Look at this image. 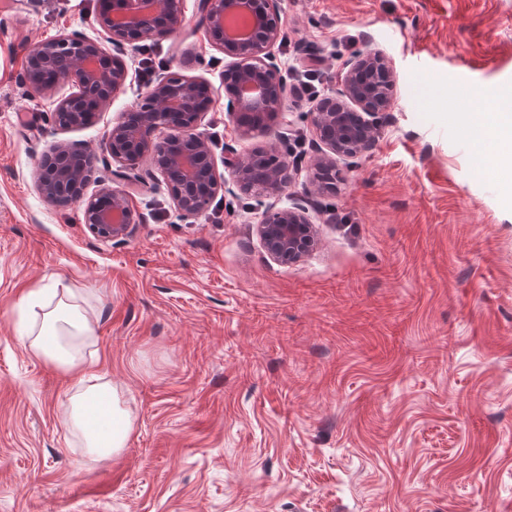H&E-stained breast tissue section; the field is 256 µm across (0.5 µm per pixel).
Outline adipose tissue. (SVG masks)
<instances>
[{"mask_svg":"<svg viewBox=\"0 0 512 512\" xmlns=\"http://www.w3.org/2000/svg\"><path fill=\"white\" fill-rule=\"evenodd\" d=\"M465 130L512 144V104L500 102L484 111L467 113ZM94 331V322L78 308L69 306L51 311L45 314L31 349L46 362L77 372L83 379L87 373L82 359L77 357L75 349L62 346L61 340L67 336L86 339ZM67 413L82 432L91 459L105 460L125 448L132 430L131 421L111 385H95L72 395Z\"/></svg>","mask_w":512,"mask_h":512,"instance_id":"adipose-tissue-1","label":"adipose tissue"}]
</instances>
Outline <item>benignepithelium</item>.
Listing matches in <instances>:
<instances>
[{
  "instance_id": "obj_1",
  "label": "benign epithelium",
  "mask_w": 512,
  "mask_h": 512,
  "mask_svg": "<svg viewBox=\"0 0 512 512\" xmlns=\"http://www.w3.org/2000/svg\"><path fill=\"white\" fill-rule=\"evenodd\" d=\"M200 26L228 62L221 79L229 115L240 137H267L272 123L284 114L287 94L282 64L274 52L285 39L278 0H200ZM98 23L112 51L79 33L38 42L26 51L21 79L31 88L52 91L63 86L73 92L57 101L52 113L62 129L80 128L107 110L128 77L127 50L150 38H169L185 23L183 0H99ZM397 75L381 52L365 49L346 62L338 88L329 91L310 111L319 143L312 159L311 183L322 194L336 191L344 181L338 161L369 153L381 135L378 115L391 108ZM210 85L182 71L158 77L146 94L112 121L107 149L124 167L148 158L163 177L177 207L186 214L201 212L210 198L232 182L256 198L286 197L288 205L267 207L256 231L269 257L296 263L317 245V230L304 200L288 192L294 167L277 148L264 151L276 163L257 172L253 151L224 148V171L198 128L210 110ZM166 135L153 140L150 129ZM93 153L60 141L38 163L37 190L48 203L75 202L84 223L99 238L123 241L140 223L128 192L110 185L91 195Z\"/></svg>"
}]
</instances>
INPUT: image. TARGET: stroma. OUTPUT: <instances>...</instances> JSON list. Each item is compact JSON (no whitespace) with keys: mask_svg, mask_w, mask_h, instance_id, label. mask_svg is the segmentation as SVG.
<instances>
[{"mask_svg":"<svg viewBox=\"0 0 512 512\" xmlns=\"http://www.w3.org/2000/svg\"><path fill=\"white\" fill-rule=\"evenodd\" d=\"M279 8L302 143L290 191L318 231L295 264L267 256L263 207L235 186L187 216L150 161L115 179L106 134L147 89L137 51L94 123L54 126V98L20 80L26 49L102 39L97 0H0V512H512V174L478 172L456 109L512 97V0ZM183 10L154 53L210 82L200 131L216 160L263 146L227 115L199 0ZM367 46L398 74L382 135L340 161L338 193H313L301 72L322 57L324 93ZM60 141L129 191L132 237L98 240L79 205L39 197L36 163ZM61 302L96 313L80 354L132 421L126 448L95 464L64 420L75 379L19 334Z\"/></svg>","mask_w":512,"mask_h":512,"instance_id":"stroma-1","label":"stroma"}]
</instances>
